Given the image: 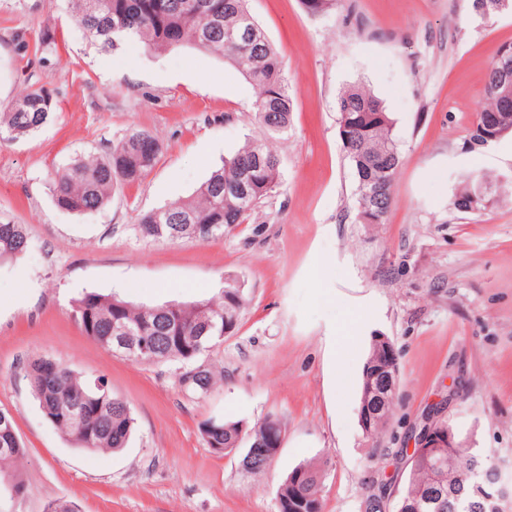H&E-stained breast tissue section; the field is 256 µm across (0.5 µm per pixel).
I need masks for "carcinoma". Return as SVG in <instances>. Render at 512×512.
I'll list each match as a JSON object with an SVG mask.
<instances>
[{
  "mask_svg": "<svg viewBox=\"0 0 512 512\" xmlns=\"http://www.w3.org/2000/svg\"><path fill=\"white\" fill-rule=\"evenodd\" d=\"M73 16L84 33L103 49L123 42H137L148 52L184 45L222 56L234 64L251 85L259 133L224 164L211 172L194 197L139 216L137 231L144 239L206 242L224 236L275 197L281 184L280 159L274 143L288 134L291 96L285 65L264 31L249 13L247 0H70ZM313 16L331 11L336 0H300ZM474 13L489 20L512 14V0H472ZM512 87V59L493 57L485 84V101L469 138L470 148L485 147L486 118L496 112L512 113L501 96ZM52 104L42 92L24 94L8 111L0 112V132L16 139L30 135L48 119ZM338 124L356 126L355 137L343 144L356 178L357 213L371 208L379 223L392 205V187L402 157L393 136V119L382 102L364 85L343 88L336 99ZM162 150L152 133L132 130L112 144L103 156H81L67 164L53 183V198L64 211L85 213L109 201L116 186L140 182L155 165ZM512 185V175L467 178L455 189L452 205L464 209L477 187L486 200H499L502 189ZM28 247L25 225L0 221V262L14 260ZM249 302L245 284L236 277L209 298L191 303L136 306L118 294L86 292L73 303L72 314L81 331L97 344L112 348V337L126 330L147 336L154 343L153 356L140 362L149 365L178 363L179 386L187 393L204 396L224 384V369L201 362V357L224 341L226 332L237 329ZM365 366L380 375L395 368L382 358L380 342L370 343ZM27 375L40 407L55 428L77 448L120 449L127 445L134 419L127 404L114 396L107 382H93L49 357L27 362ZM375 390L384 401L383 419L363 435L376 443L384 434L398 401L397 388L363 370L359 398ZM74 404L85 408L76 424L67 416ZM0 424V490L15 500L23 497L25 483L17 464L25 456L11 416ZM271 429L269 418L246 429L238 422L211 417L200 432L213 450L222 453L247 440L249 447H263ZM440 457L455 463L454 472L440 467L434 458L414 459L401 491L397 512H492L493 499L502 487L493 454L463 445L451 435V447ZM13 467L5 469L1 464ZM320 472L311 464L294 468L277 491L278 512H322Z\"/></svg>",
  "mask_w": 512,
  "mask_h": 512,
  "instance_id": "carcinoma-1",
  "label": "carcinoma"
}]
</instances>
